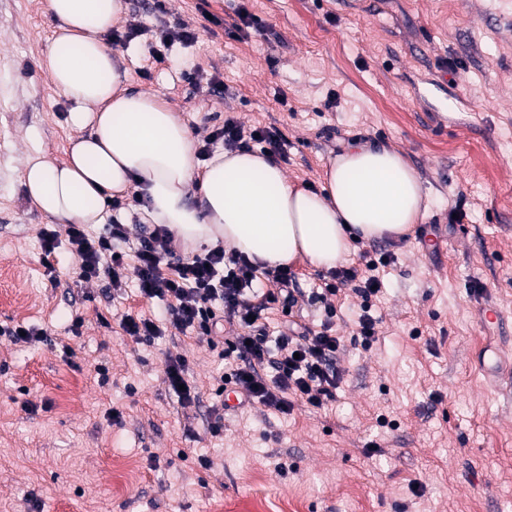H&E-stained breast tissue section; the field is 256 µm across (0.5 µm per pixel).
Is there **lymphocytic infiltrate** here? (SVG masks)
Returning a JSON list of instances; mask_svg holds the SVG:
<instances>
[{"label": "lymphocytic infiltrate", "instance_id": "lymphocytic-infiltrate-1", "mask_svg": "<svg viewBox=\"0 0 512 512\" xmlns=\"http://www.w3.org/2000/svg\"><path fill=\"white\" fill-rule=\"evenodd\" d=\"M219 142L230 151L257 144L270 158L284 155L282 136L272 125L255 130L234 118H225L222 127L204 138L199 156H208ZM128 240L129 230L121 223L108 225L99 235L88 233L84 225L73 224L63 241L54 230L41 233L44 254H54L61 243H68L80 279L106 277L116 293L133 279L141 296L165 301L161 321L131 313L121 317L122 330L136 343L152 342L171 327L210 338L219 326H229L233 336L226 340L221 355L237 357L238 363L231 372L221 375L222 386L216 389V396H223L224 385L231 384L242 403L279 414L290 413L298 400L317 410L334 402L341 382L336 365L341 340L333 330V320L335 301L341 293L349 291L361 299L357 334L363 345H371L375 339L377 320L371 313V299L377 294L379 282L375 269L380 264L389 265L391 253H380L377 261L361 267L351 265L332 271L331 283L314 295L325 316L320 328L307 327L298 332L289 327L272 336L264 322L265 311L275 305L286 310L297 303L290 268L276 267L262 273L244 256L226 254L220 246L181 255L175 237L163 225L154 226L131 254L125 249ZM261 273L271 284L264 292L257 291L255 285ZM164 376L181 408L200 403L201 392L190 376L187 356L167 357Z\"/></svg>", "mask_w": 512, "mask_h": 512}]
</instances>
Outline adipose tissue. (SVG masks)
I'll return each instance as SVG.
<instances>
[{
  "label": "adipose tissue",
  "mask_w": 512,
  "mask_h": 512,
  "mask_svg": "<svg viewBox=\"0 0 512 512\" xmlns=\"http://www.w3.org/2000/svg\"><path fill=\"white\" fill-rule=\"evenodd\" d=\"M123 0H47L57 26L40 68L70 102L69 148L57 161L41 148L21 181L60 224H99L104 197L136 191L147 222L165 225L189 249L224 244L262 267L305 258L331 270L354 238L407 233L429 216L420 179L388 148L354 144L325 169L320 191L298 188L256 151H219L199 161L188 125L156 95L122 88L103 34Z\"/></svg>",
  "instance_id": "adipose-tissue-1"
}]
</instances>
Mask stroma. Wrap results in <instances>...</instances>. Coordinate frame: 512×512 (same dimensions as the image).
<instances>
[{"label":"stroma","instance_id":"1","mask_svg":"<svg viewBox=\"0 0 512 512\" xmlns=\"http://www.w3.org/2000/svg\"><path fill=\"white\" fill-rule=\"evenodd\" d=\"M45 3L0 0V325L48 336H0V512H32L36 499L43 512H212L218 501L291 496L303 512H512V405L495 391L512 376V0H160L170 24L199 38L158 62L148 33L126 43L104 34L125 88L159 96L196 139L228 114L275 125L281 167L313 190L351 142L393 148L430 201L406 236L354 242L351 264L386 247L395 260L376 271L370 346L356 337L359 298L336 300L335 402L230 411L218 438L209 407L229 362L173 328L135 343L118 313L157 318L162 302L132 287L113 296L104 277L79 281L67 246L43 258L50 219L19 171L31 131L63 159L71 108L39 68L56 26ZM243 5L263 30L232 33ZM459 203L466 216L450 223ZM434 226L430 254L419 235ZM291 270L301 294L291 314L266 311L273 332L322 319L306 295L327 273L301 259ZM489 306L502 318L481 324ZM170 354L190 357L200 406L180 408L169 391ZM110 408L119 422L107 421ZM183 448L208 455L210 469L178 458Z\"/></svg>","mask_w":512,"mask_h":512}]
</instances>
